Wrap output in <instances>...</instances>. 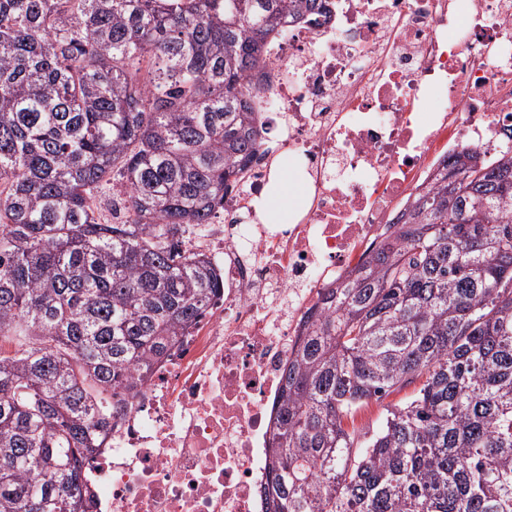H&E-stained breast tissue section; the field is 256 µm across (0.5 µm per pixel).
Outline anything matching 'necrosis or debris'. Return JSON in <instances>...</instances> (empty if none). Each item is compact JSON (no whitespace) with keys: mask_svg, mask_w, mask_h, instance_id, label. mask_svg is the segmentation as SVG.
<instances>
[{"mask_svg":"<svg viewBox=\"0 0 512 512\" xmlns=\"http://www.w3.org/2000/svg\"><path fill=\"white\" fill-rule=\"evenodd\" d=\"M252 106L268 131L205 253L223 289L112 421L94 512H262L282 374L324 289L362 266L461 146L512 145V0H331L284 23ZM305 201L263 224L273 164Z\"/></svg>","mask_w":512,"mask_h":512,"instance_id":"1","label":"necrosis or debris"}]
</instances>
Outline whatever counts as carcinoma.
Masks as SVG:
<instances>
[{
  "instance_id": "obj_1",
  "label": "carcinoma",
  "mask_w": 512,
  "mask_h": 512,
  "mask_svg": "<svg viewBox=\"0 0 512 512\" xmlns=\"http://www.w3.org/2000/svg\"><path fill=\"white\" fill-rule=\"evenodd\" d=\"M323 14L0 0V512H90L112 417L221 288L191 236L261 143L267 42ZM109 176L119 224L91 202ZM267 452L264 512H512V148L456 151L325 289ZM413 390V387H408L401 392L393 393L387 398H385L382 402L371 401L368 405L363 407L357 414L355 424L359 428L364 429V431L376 429L379 427L380 423L383 420V417L386 413L385 407L388 404H394L404 399L406 395H410Z\"/></svg>"
}]
</instances>
